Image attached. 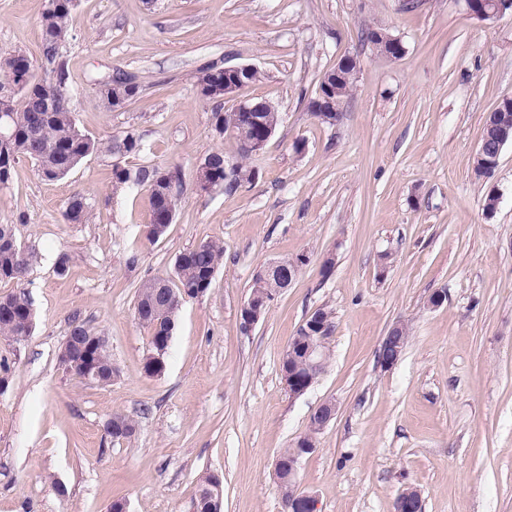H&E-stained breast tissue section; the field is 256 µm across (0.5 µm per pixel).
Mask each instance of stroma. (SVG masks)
I'll list each match as a JSON object with an SVG mask.
<instances>
[{
    "instance_id": "35a3bbf8",
    "label": "stroma",
    "mask_w": 512,
    "mask_h": 512,
    "mask_svg": "<svg viewBox=\"0 0 512 512\" xmlns=\"http://www.w3.org/2000/svg\"><path fill=\"white\" fill-rule=\"evenodd\" d=\"M45 6L0 0V56L39 60ZM366 25L398 37L404 55L378 54ZM62 53L79 128L138 138L122 165L178 173L177 207L166 234L145 240L149 192L114 189L105 154L54 182L23 157L0 185V224L42 255L22 283H0V295L24 288L34 309L31 336H0V512H108L117 499L129 512H187L209 472L223 479V512H283L276 458L328 401L336 413L297 474L318 512H394L408 486L423 512H512V146L491 183L473 172L486 115L512 97V14L483 21L463 0H73ZM346 55L354 90L336 123H321L308 102ZM209 64L257 67L245 97L281 114L248 160L257 178L232 194L196 186L211 152L239 156L211 120L235 100L195 86ZM119 70L143 92L109 112L95 83ZM76 191L89 223L63 217ZM205 240L223 241L224 262L184 304L164 371L147 375L137 289ZM300 254L296 278L243 328L257 269ZM319 308L332 314L331 359L296 397L280 361ZM76 319L108 338L112 385L60 368ZM398 323L410 335L386 369L379 351ZM115 412L134 436L107 435Z\"/></svg>"
}]
</instances>
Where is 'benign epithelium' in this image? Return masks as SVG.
I'll use <instances>...</instances> for the list:
<instances>
[{
	"label": "benign epithelium",
	"instance_id": "benign-epithelium-1",
	"mask_svg": "<svg viewBox=\"0 0 512 512\" xmlns=\"http://www.w3.org/2000/svg\"><path fill=\"white\" fill-rule=\"evenodd\" d=\"M466 10L476 18L483 21H493L506 13L505 4L508 0H493V5L477 7L474 0H464ZM351 64V59L341 58L336 65L325 75L322 85L318 91L315 111L324 112L326 108L334 105L337 97L341 93L339 84L344 79L345 72ZM60 70V63L55 56H45L40 64H32L22 67V70L10 68L7 70L5 78L0 82V101L3 106L0 112H6V103L11 101L16 95L25 92L30 86L53 82L57 78ZM254 70L252 65H235L224 68V84H216L212 87L209 98L224 100L226 98H237L239 103L235 111L248 115L247 122L244 124L234 122L224 125V132L236 138L240 148L245 154H257L267 144L272 137L273 132L266 129L263 121L257 115L256 106L252 99L243 98L241 94L248 87L247 77ZM512 145V139H506V134L500 133L497 126H492L486 138L482 140L475 154L476 164L484 167L498 163L503 148ZM302 260L299 257L271 260L262 267L264 276L268 279L282 278L290 276L299 271ZM311 332L305 338L296 337L288 344V351L297 357L298 367H306L314 364L319 358L327 355L326 346L328 337L325 336V326L312 322L309 325ZM399 326L390 328L385 336L381 348L391 353L388 358L380 360L381 367L388 369L394 366L403 351L406 338L397 334ZM98 350L96 345L86 343L80 336L68 334L60 352L58 360L67 362L77 360L84 366V371L89 378H99V366L97 362ZM297 370L292 369L283 376V382L293 396L304 394L311 386L312 382L305 380L298 382ZM314 452L312 448H304L302 452L288 458V508L294 512H316L315 496L299 488L296 481L298 467L302 457Z\"/></svg>",
	"mask_w": 512,
	"mask_h": 512
}]
</instances>
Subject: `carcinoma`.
<instances>
[{"instance_id": "1", "label": "carcinoma", "mask_w": 512, "mask_h": 512, "mask_svg": "<svg viewBox=\"0 0 512 512\" xmlns=\"http://www.w3.org/2000/svg\"><path fill=\"white\" fill-rule=\"evenodd\" d=\"M72 0H58L53 7H47L40 18L42 51L50 54L63 44L68 37V18ZM141 85L117 72L98 89V98L103 108L112 112L117 109L116 100L120 97H136ZM52 94L49 85L30 88L25 96L13 104L10 112V140L0 145V184L9 181L16 161L27 157L35 162L41 178L55 181L66 177L85 158L94 153H106L119 157L121 149L130 153L141 149V143L132 135L122 138L109 136L105 139L90 138L77 127L71 111L41 112L37 100ZM261 109L265 125L277 128L280 115L277 108L266 100L255 101ZM213 161L210 181L215 187L232 193L241 184L255 179V169L249 167V156L241 155L236 160V177L233 183L224 185V153L214 151L208 155ZM162 174L155 167H141L135 172L115 167L113 185L125 187L146 185L150 193L149 221L146 224V238L155 242L165 235L171 215L175 213L177 198L164 197L153 190V184ZM88 198L81 192L73 193L65 202L64 216L73 224H83L90 216ZM39 253L29 247L16 244L14 250L0 249V282L21 280L29 267L38 261ZM224 258V245L219 241L208 240L199 243L176 258L174 278L169 287L160 285L159 278L143 282L137 289L134 305L135 318L149 332L150 353L145 358L143 369L148 375L161 372L158 364L165 359L173 338L177 318L184 304L183 293L205 292L212 280L210 275L217 271ZM282 289L276 280L255 279L250 295L264 298ZM31 300L24 291H14L0 296V336L22 341L31 335L33 316L30 315ZM72 328L94 341L102 343L101 360L104 375L97 385L106 387L119 377V369L112 363V353L107 337L100 332L76 322ZM107 434L114 441L128 439L136 432L135 422L128 416L115 412L106 421ZM222 485L218 475L207 473L198 480L197 491L192 499L196 512H213L218 498L216 488Z\"/></svg>"}]
</instances>
